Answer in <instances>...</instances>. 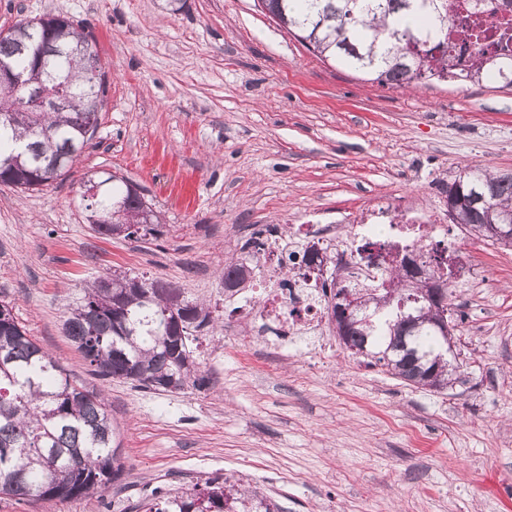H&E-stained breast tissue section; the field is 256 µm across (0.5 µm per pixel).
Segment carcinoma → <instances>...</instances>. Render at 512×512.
I'll return each instance as SVG.
<instances>
[{
	"mask_svg": "<svg viewBox=\"0 0 512 512\" xmlns=\"http://www.w3.org/2000/svg\"><path fill=\"white\" fill-rule=\"evenodd\" d=\"M263 9L294 33L308 49L373 81L415 87L448 78L480 83L508 75L512 87V42L501 38L499 53L477 55L462 67L448 54V38L457 25L448 0H260ZM12 33L0 30V62L10 63L24 79H38L49 88L61 86L69 105L62 112L30 111L26 87H0V114L16 113L14 122H0V184L33 190L37 170L64 158L66 169L81 157L100 124L108 95L106 71L97 50L85 61L71 54L89 36L70 18L48 16ZM55 51L46 53L47 44ZM448 218L454 224L495 239L491 227L512 214V173L466 167L450 182H441ZM85 209L98 218L91 229L112 236V224L127 226V239L157 240L165 224L140 187L107 174L106 184L88 198ZM302 268L323 274L326 258L312 247L303 249ZM448 257L431 248L391 261L385 273L360 288L365 304L347 321L336 309L341 290L337 277L322 281L327 313L341 329L340 344L360 362L379 366L403 382L436 391L448 389L449 352L438 325L444 305L430 295L431 277L448 275ZM252 270L241 258L224 263V291L235 295ZM114 276H100L82 287V296L68 308L63 326L83 357L104 378L130 381L150 391L155 381L175 374L179 389H203L210 378L194 353L197 336L214 324L210 306L185 297L181 289L153 279L137 291L108 288ZM144 376L129 380L131 368ZM120 474L115 429L104 397L74 384L64 368L28 336L9 304L0 302V496L57 498L87 496ZM149 512H279V506L258 488H242L232 475L208 479L159 501Z\"/></svg>",
	"mask_w": 512,
	"mask_h": 512,
	"instance_id": "1",
	"label": "carcinoma"
}]
</instances>
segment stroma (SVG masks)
Returning a JSON list of instances; mask_svg holds the SVG:
<instances>
[{
    "label": "stroma",
    "mask_w": 512,
    "mask_h": 512,
    "mask_svg": "<svg viewBox=\"0 0 512 512\" xmlns=\"http://www.w3.org/2000/svg\"><path fill=\"white\" fill-rule=\"evenodd\" d=\"M62 14L92 33L108 100L69 172L0 184V301L70 376L106 396L118 480L68 500L0 499V512H145L224 473L280 512H512V247L451 225L450 303L466 382L417 388L313 337L242 348L246 322L221 283L252 234L395 212L445 211L461 166L512 172V87L430 82L417 91L322 60L259 0H0V27ZM106 171L164 215L156 241L103 238L81 185ZM210 303L201 391L152 392L97 376L64 335L69 303L113 270Z\"/></svg>",
    "instance_id": "obj_1"
}]
</instances>
